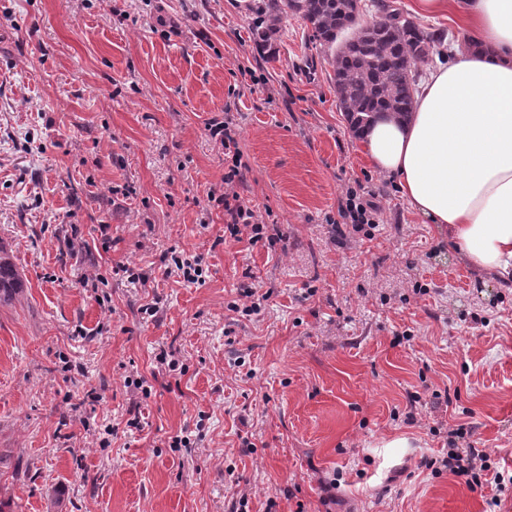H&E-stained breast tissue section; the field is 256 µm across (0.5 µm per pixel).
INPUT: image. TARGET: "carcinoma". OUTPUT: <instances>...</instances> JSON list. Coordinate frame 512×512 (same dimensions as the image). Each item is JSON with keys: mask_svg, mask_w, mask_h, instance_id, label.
Listing matches in <instances>:
<instances>
[{"mask_svg": "<svg viewBox=\"0 0 512 512\" xmlns=\"http://www.w3.org/2000/svg\"><path fill=\"white\" fill-rule=\"evenodd\" d=\"M375 16L360 20L353 0H248L250 32L256 46L273 56L282 16L306 20L312 37L332 50L339 107L352 131L361 134L386 114L406 120L417 91L419 64L439 40L426 34L389 0H376Z\"/></svg>", "mask_w": 512, "mask_h": 512, "instance_id": "cac0c4a2", "label": "carcinoma"}]
</instances>
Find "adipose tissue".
Wrapping results in <instances>:
<instances>
[{
    "label": "adipose tissue",
    "instance_id": "obj_1",
    "mask_svg": "<svg viewBox=\"0 0 512 512\" xmlns=\"http://www.w3.org/2000/svg\"><path fill=\"white\" fill-rule=\"evenodd\" d=\"M447 13L465 47L438 67L405 121L381 118L363 150L408 207L447 228L477 270L512 284V0H417Z\"/></svg>",
    "mask_w": 512,
    "mask_h": 512
}]
</instances>
